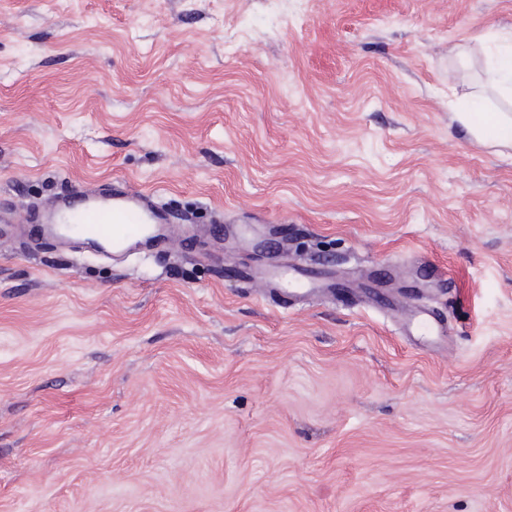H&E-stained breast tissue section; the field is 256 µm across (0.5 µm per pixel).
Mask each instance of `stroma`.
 Wrapping results in <instances>:
<instances>
[{"label":"stroma","mask_w":512,"mask_h":512,"mask_svg":"<svg viewBox=\"0 0 512 512\" xmlns=\"http://www.w3.org/2000/svg\"><path fill=\"white\" fill-rule=\"evenodd\" d=\"M510 30L512 0H0V211L122 181L198 231L110 260L0 223V512H512V150L448 107ZM293 262L340 293L247 278ZM413 327L421 334L426 336H443L446 331L444 326L432 314L423 309L418 310L412 315L411 319Z\"/></svg>","instance_id":"obj_1"}]
</instances>
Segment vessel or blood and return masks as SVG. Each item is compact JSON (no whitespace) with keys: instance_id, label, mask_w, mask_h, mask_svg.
I'll return each mask as SVG.
<instances>
[{"instance_id":"obj_1","label":"vessel or blood","mask_w":512,"mask_h":512,"mask_svg":"<svg viewBox=\"0 0 512 512\" xmlns=\"http://www.w3.org/2000/svg\"><path fill=\"white\" fill-rule=\"evenodd\" d=\"M173 219L169 207L156 194L114 186L103 195L79 191L60 200H51L40 233L53 239L77 232L86 238L109 243L116 255L126 252L136 242L144 243L152 250H165L171 244ZM264 280L270 287L279 281L286 282L305 296L335 292L328 274L297 263L268 270ZM411 322L426 336L445 333L439 320L422 309L413 314Z\"/></svg>"}]
</instances>
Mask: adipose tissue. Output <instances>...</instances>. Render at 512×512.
<instances>
[{
    "instance_id": "obj_1",
    "label": "adipose tissue",
    "mask_w": 512,
    "mask_h": 512,
    "mask_svg": "<svg viewBox=\"0 0 512 512\" xmlns=\"http://www.w3.org/2000/svg\"><path fill=\"white\" fill-rule=\"evenodd\" d=\"M489 90L512 103V40L497 46L484 87L458 99L453 114L454 121L478 142L512 149V113L485 108Z\"/></svg>"
}]
</instances>
